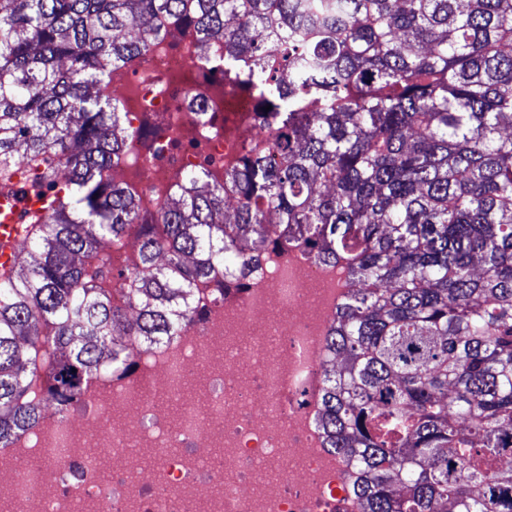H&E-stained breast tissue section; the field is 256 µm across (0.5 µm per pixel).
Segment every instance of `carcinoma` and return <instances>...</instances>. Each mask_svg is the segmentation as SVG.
<instances>
[{"mask_svg": "<svg viewBox=\"0 0 512 512\" xmlns=\"http://www.w3.org/2000/svg\"><path fill=\"white\" fill-rule=\"evenodd\" d=\"M156 14L272 82L273 133L222 185L184 177L118 303L99 280L140 214L105 177L128 129L96 86ZM18 174L48 200L0 279V448L175 338L197 281L304 244L358 284L321 426L360 512H512V0H0V188Z\"/></svg>", "mask_w": 512, "mask_h": 512, "instance_id": "cac0c4a2", "label": "carcinoma"}]
</instances>
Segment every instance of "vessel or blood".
<instances>
[{"label": "vessel or blood", "instance_id": "b4317fda", "mask_svg": "<svg viewBox=\"0 0 512 512\" xmlns=\"http://www.w3.org/2000/svg\"><path fill=\"white\" fill-rule=\"evenodd\" d=\"M41 200L19 190H0V278L13 271L18 260V248L23 242L28 215L39 212Z\"/></svg>", "mask_w": 512, "mask_h": 512}]
</instances>
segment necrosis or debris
Masks as SVG:
<instances>
[{"label":"necrosis or debris","instance_id":"4bbe7bcc","mask_svg":"<svg viewBox=\"0 0 512 512\" xmlns=\"http://www.w3.org/2000/svg\"><path fill=\"white\" fill-rule=\"evenodd\" d=\"M151 26L158 39L101 93L131 131L110 178L154 220L187 172L223 183L271 132L253 120L268 81L223 42L204 56L193 29ZM152 116L162 131L147 145ZM353 287L297 249L269 252L223 298L200 283V316L176 341L83 392L78 418L43 417L0 449V512H360L356 471L318 426L328 328Z\"/></svg>","mask_w":512,"mask_h":512}]
</instances>
